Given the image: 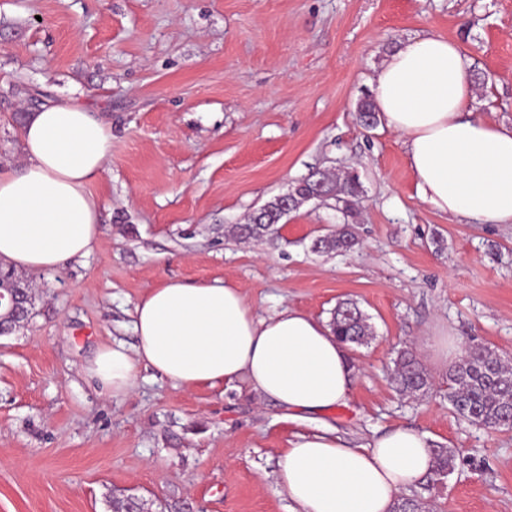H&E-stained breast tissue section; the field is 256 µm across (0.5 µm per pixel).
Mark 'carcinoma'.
<instances>
[{"instance_id": "carcinoma-1", "label": "carcinoma", "mask_w": 512, "mask_h": 512, "mask_svg": "<svg viewBox=\"0 0 512 512\" xmlns=\"http://www.w3.org/2000/svg\"><path fill=\"white\" fill-rule=\"evenodd\" d=\"M359 120L366 128L378 123L379 116L370 97L358 104ZM329 198L336 208L353 214L363 193L360 176L354 171L336 179H326ZM284 217L278 202L270 201L265 213L250 218L248 224H235L229 234L238 240L262 241L278 234L277 224ZM358 240L350 225L342 224L333 234L320 240L319 253L346 252L355 248ZM330 326L334 335L345 345H364L372 332L367 317L352 299L336 304ZM392 382L405 396H420L432 386L430 376L413 351L401 348L393 359ZM448 400L455 411L469 423L487 429H507L512 425V366L505 365L495 351L485 345L471 346L466 355L448 371ZM433 473L446 474L454 469L455 454L450 448L431 449ZM392 512H425L422 500L416 496L397 501Z\"/></svg>"}]
</instances>
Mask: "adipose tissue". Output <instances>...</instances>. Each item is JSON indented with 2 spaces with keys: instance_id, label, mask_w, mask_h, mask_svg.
<instances>
[{
  "instance_id": "obj_1",
  "label": "adipose tissue",
  "mask_w": 512,
  "mask_h": 512,
  "mask_svg": "<svg viewBox=\"0 0 512 512\" xmlns=\"http://www.w3.org/2000/svg\"><path fill=\"white\" fill-rule=\"evenodd\" d=\"M470 63L439 34L407 38L372 81L386 126L402 139L420 199L472 224H512V125L483 119ZM25 162L0 172V260L52 271L88 256L100 234L89 190L112 149V126L86 104H43L22 129ZM134 349L101 348L86 368L110 395L128 394L138 364L184 388L247 384L289 419L346 403L355 372L322 320L285 307L257 316L225 279L167 280L134 307ZM432 468L427 433L397 426L350 448L332 431L296 434L280 481L301 512H390Z\"/></svg>"
}]
</instances>
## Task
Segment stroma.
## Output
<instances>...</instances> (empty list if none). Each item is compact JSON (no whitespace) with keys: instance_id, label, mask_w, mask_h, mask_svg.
I'll list each match as a JSON object with an SVG mask.
<instances>
[{"instance_id":"stroma-1","label":"stroma","mask_w":512,"mask_h":512,"mask_svg":"<svg viewBox=\"0 0 512 512\" xmlns=\"http://www.w3.org/2000/svg\"><path fill=\"white\" fill-rule=\"evenodd\" d=\"M459 42L474 112L512 124V0H0V171L24 159L19 113L53 99L101 109L112 154L90 190L91 253L27 273L32 314L0 336V512H296L278 484L294 434L334 428L355 448L397 426L456 454L413 493L429 512H512V430L484 429L448 402L438 337L512 359V224L449 219L416 193L400 136L356 111L400 40ZM351 168L353 216L308 202L271 241L231 224L312 171ZM349 223L359 243L317 254ZM168 278L233 282L258 315L289 306L330 320L352 299L373 331L348 348L347 402L291 421L246 384L174 386L138 367L113 397L85 374L96 351L136 344L135 303ZM412 347L433 380L390 384Z\"/></svg>"}]
</instances>
